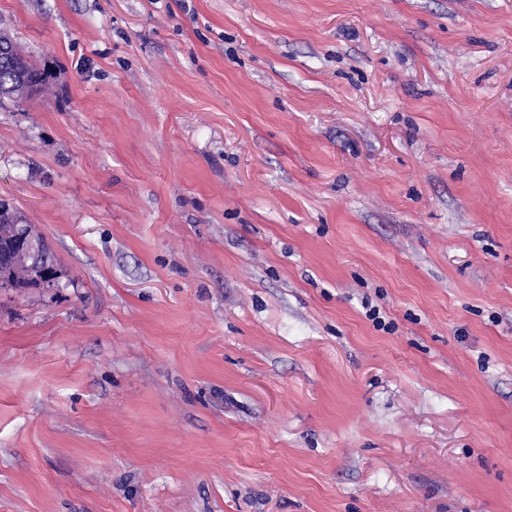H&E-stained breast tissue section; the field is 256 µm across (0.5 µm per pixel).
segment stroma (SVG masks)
I'll return each instance as SVG.
<instances>
[{"label":"stroma","mask_w":512,"mask_h":512,"mask_svg":"<svg viewBox=\"0 0 512 512\" xmlns=\"http://www.w3.org/2000/svg\"><path fill=\"white\" fill-rule=\"evenodd\" d=\"M0 512H512V0H0ZM378 309L381 323L367 316ZM14 44L6 36L0 35V59L1 57L8 60L12 65V77L8 79L5 85H0V99L5 95H12L16 89L28 90L33 87L27 80L25 73L20 71L14 64L13 60ZM23 223L22 218L16 213L10 211L5 205L0 204V284L8 285L12 288H34L39 286V273L35 272L34 276L27 279L16 278L13 274V269L9 263L2 261V255L5 256L11 249V238L7 233V229L11 225ZM3 230V234H2ZM9 253L6 255L8 257Z\"/></svg>","instance_id":"obj_1"}]
</instances>
